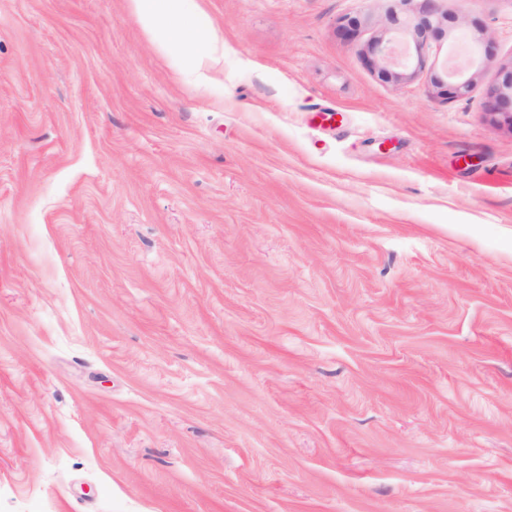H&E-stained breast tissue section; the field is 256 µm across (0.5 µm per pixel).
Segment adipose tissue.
Here are the masks:
<instances>
[{
	"mask_svg": "<svg viewBox=\"0 0 512 512\" xmlns=\"http://www.w3.org/2000/svg\"><path fill=\"white\" fill-rule=\"evenodd\" d=\"M133 10L142 26L165 46L183 49L187 61H194L187 39L188 30H201L205 26L203 18L185 22L182 0H131Z\"/></svg>",
	"mask_w": 512,
	"mask_h": 512,
	"instance_id": "obj_1",
	"label": "adipose tissue"
}]
</instances>
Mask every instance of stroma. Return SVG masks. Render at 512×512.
Returning a JSON list of instances; mask_svg holds the SVG:
<instances>
[{"label":"stroma","instance_id":"1","mask_svg":"<svg viewBox=\"0 0 512 512\" xmlns=\"http://www.w3.org/2000/svg\"><path fill=\"white\" fill-rule=\"evenodd\" d=\"M394 6L0 0V512H512V0ZM182 1L185 0H131L133 10L142 26L165 46L180 48L188 62L195 61L193 45L187 39V29L195 32L205 27V20L196 17L188 24L184 21ZM187 48H190L189 51ZM422 2L418 8L421 18L414 29V46L418 53L416 66L409 73L394 71L392 68H403L406 70L410 67V46L404 42L389 44V41L383 45L382 41H378L373 46V51L377 52L380 57L378 67L382 75L386 77L413 78L423 71V56L420 52L430 38L436 37L441 33L442 21L434 11L431 3L433 0H423ZM491 109L494 111H506L510 106L512 112V68L510 72L506 73L501 81V83L496 87V89L491 92ZM511 112H497L508 114L510 118V122L512 123V113Z\"/></svg>","mask_w":512,"mask_h":512}]
</instances>
